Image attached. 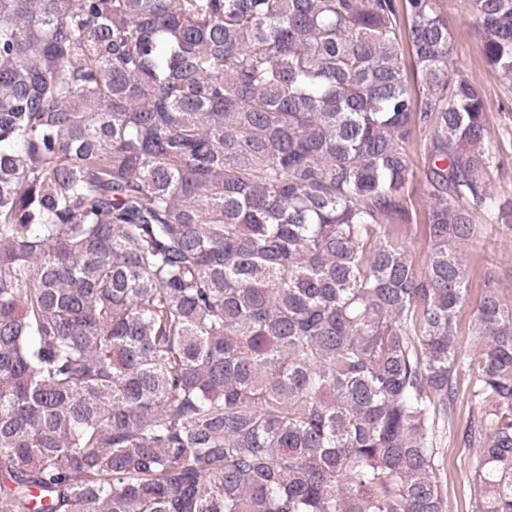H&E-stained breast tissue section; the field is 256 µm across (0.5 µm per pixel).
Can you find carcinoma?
Instances as JSON below:
<instances>
[{
	"mask_svg": "<svg viewBox=\"0 0 512 512\" xmlns=\"http://www.w3.org/2000/svg\"><path fill=\"white\" fill-rule=\"evenodd\" d=\"M444 2L0 0V512H445L463 390L469 508L512 512V300L463 255L501 151ZM459 2L512 78V0ZM480 290L478 289V281L473 280L469 291L468 301L461 309L459 321L462 333L458 336V342L461 348L465 349L470 346V337L467 336V325L473 316L476 304L479 300Z\"/></svg>",
	"mask_w": 512,
	"mask_h": 512,
	"instance_id": "cac0c4a2",
	"label": "carcinoma"
}]
</instances>
